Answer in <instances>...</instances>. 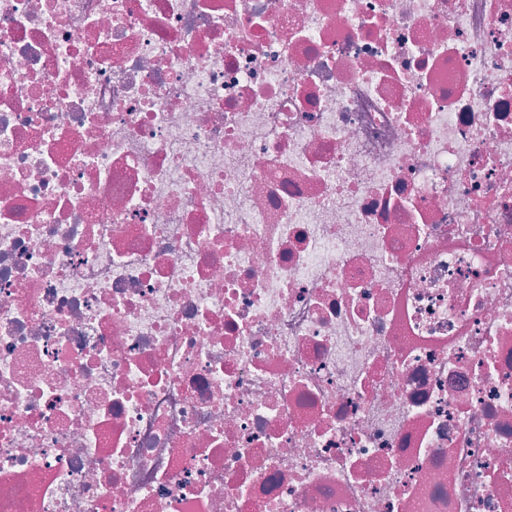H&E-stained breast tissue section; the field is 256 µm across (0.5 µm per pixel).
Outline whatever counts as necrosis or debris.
Wrapping results in <instances>:
<instances>
[{
    "instance_id": "obj_1",
    "label": "necrosis or debris",
    "mask_w": 512,
    "mask_h": 512,
    "mask_svg": "<svg viewBox=\"0 0 512 512\" xmlns=\"http://www.w3.org/2000/svg\"><path fill=\"white\" fill-rule=\"evenodd\" d=\"M0 512H512V0H0Z\"/></svg>"
}]
</instances>
